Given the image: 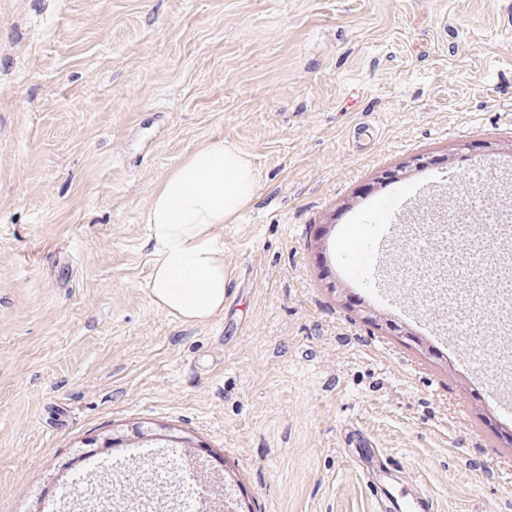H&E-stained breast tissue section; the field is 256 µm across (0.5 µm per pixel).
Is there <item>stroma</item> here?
Returning <instances> with one entry per match:
<instances>
[{
	"mask_svg": "<svg viewBox=\"0 0 512 512\" xmlns=\"http://www.w3.org/2000/svg\"><path fill=\"white\" fill-rule=\"evenodd\" d=\"M259 174L218 231L227 295L186 324L146 292L143 216L215 140ZM424 166H415L416 158ZM512 0H0V512H65L79 442L143 421L192 437L111 512L192 461L212 512H377L375 470L436 512H512V419L447 345L403 241L361 292L354 218L512 222ZM70 469H63V462Z\"/></svg>",
	"mask_w": 512,
	"mask_h": 512,
	"instance_id": "35a3bbf8",
	"label": "stroma"
}]
</instances>
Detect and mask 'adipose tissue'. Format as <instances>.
Segmentation results:
<instances>
[{
	"label": "adipose tissue",
	"instance_id": "1",
	"mask_svg": "<svg viewBox=\"0 0 512 512\" xmlns=\"http://www.w3.org/2000/svg\"><path fill=\"white\" fill-rule=\"evenodd\" d=\"M258 175L236 150L217 141L195 151L154 193L149 227L151 300L196 324L224 310L227 285L219 227L252 200Z\"/></svg>",
	"mask_w": 512,
	"mask_h": 512
}]
</instances>
